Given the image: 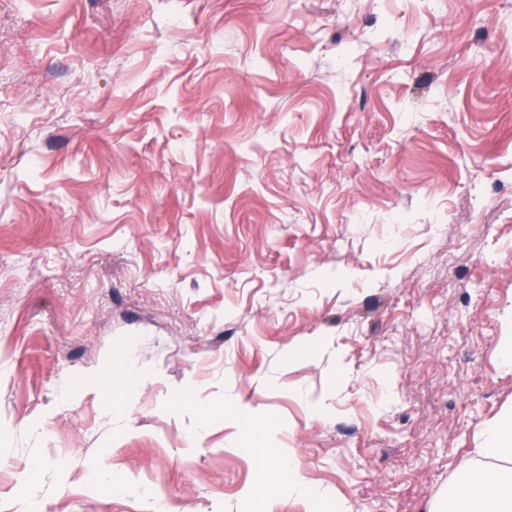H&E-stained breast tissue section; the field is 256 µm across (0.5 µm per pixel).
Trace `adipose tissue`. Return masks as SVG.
<instances>
[{
	"instance_id": "ef3b65f1",
	"label": "adipose tissue",
	"mask_w": 512,
	"mask_h": 512,
	"mask_svg": "<svg viewBox=\"0 0 512 512\" xmlns=\"http://www.w3.org/2000/svg\"><path fill=\"white\" fill-rule=\"evenodd\" d=\"M476 458L458 465L457 482L436 500V512H512V413L482 429ZM490 460L477 470V458Z\"/></svg>"
}]
</instances>
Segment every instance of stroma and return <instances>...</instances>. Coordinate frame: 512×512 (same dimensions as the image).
<instances>
[{
    "mask_svg": "<svg viewBox=\"0 0 512 512\" xmlns=\"http://www.w3.org/2000/svg\"><path fill=\"white\" fill-rule=\"evenodd\" d=\"M511 340L512 0H0V512H431ZM277 471L279 481L282 480L283 476L288 473V493L297 497L316 499L322 496V492L314 487L309 486L301 478H299L296 471V461L288 456V458H282L273 467Z\"/></svg>",
    "mask_w": 512,
    "mask_h": 512,
    "instance_id": "1",
    "label": "stroma"
}]
</instances>
